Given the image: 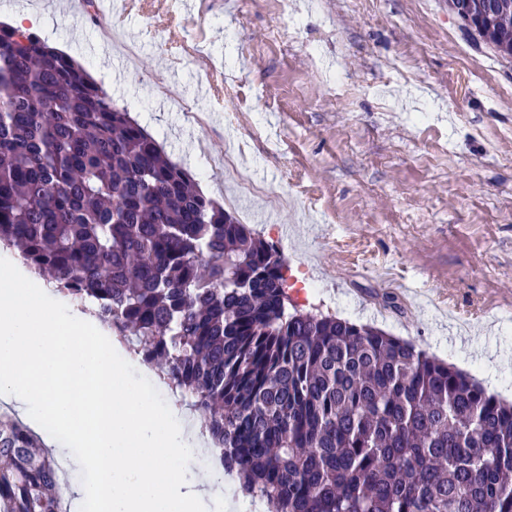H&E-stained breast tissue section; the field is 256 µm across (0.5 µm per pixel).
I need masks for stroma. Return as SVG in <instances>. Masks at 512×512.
<instances>
[{"mask_svg":"<svg viewBox=\"0 0 512 512\" xmlns=\"http://www.w3.org/2000/svg\"><path fill=\"white\" fill-rule=\"evenodd\" d=\"M68 0H0L34 15L165 153L221 200L200 151L236 147L257 197L236 218L278 245L300 309L369 324L471 373L512 370V61L444 0H126L73 25ZM120 33L136 62L89 44ZM202 114L183 122L160 84Z\"/></svg>","mask_w":512,"mask_h":512,"instance_id":"1","label":"stroma"}]
</instances>
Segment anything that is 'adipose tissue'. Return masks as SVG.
Returning <instances> with one entry per match:
<instances>
[{"label":"adipose tissue","instance_id":"obj_1","mask_svg":"<svg viewBox=\"0 0 512 512\" xmlns=\"http://www.w3.org/2000/svg\"><path fill=\"white\" fill-rule=\"evenodd\" d=\"M0 401L37 428H54L55 455L94 479L75 488L104 512H206L207 473L184 459L210 440L174 403L159 405L116 355L111 329L25 267L0 273Z\"/></svg>","mask_w":512,"mask_h":512}]
</instances>
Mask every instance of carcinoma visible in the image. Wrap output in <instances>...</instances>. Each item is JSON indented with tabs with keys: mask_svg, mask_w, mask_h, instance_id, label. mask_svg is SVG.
<instances>
[{
	"mask_svg": "<svg viewBox=\"0 0 512 512\" xmlns=\"http://www.w3.org/2000/svg\"><path fill=\"white\" fill-rule=\"evenodd\" d=\"M512 60V0H483ZM86 67L0 25V243L189 398L269 512H512V403L414 343L288 311L286 265L194 188ZM0 512H61L42 438L0 413Z\"/></svg>",
	"mask_w": 512,
	"mask_h": 512,
	"instance_id": "1",
	"label": "carcinoma"
}]
</instances>
